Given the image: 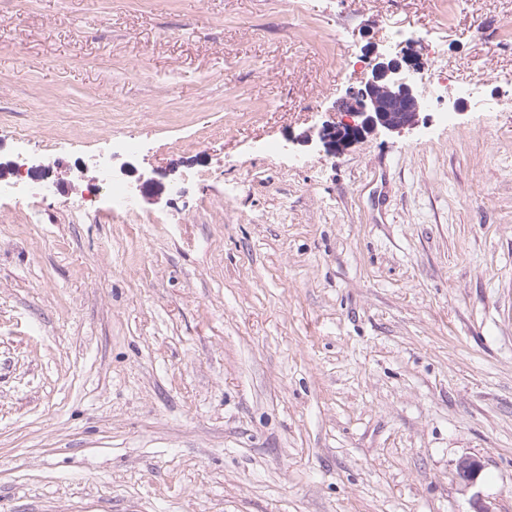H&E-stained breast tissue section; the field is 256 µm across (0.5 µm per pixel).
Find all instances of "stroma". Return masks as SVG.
<instances>
[{
  "label": "stroma",
  "mask_w": 512,
  "mask_h": 512,
  "mask_svg": "<svg viewBox=\"0 0 512 512\" xmlns=\"http://www.w3.org/2000/svg\"><path fill=\"white\" fill-rule=\"evenodd\" d=\"M397 34L482 104L299 144ZM22 142L60 188L0 198V512H512V0H0ZM102 156L158 170L136 214ZM99 177L102 182L110 185L108 205L112 212L121 215L134 213L137 196L124 183L113 180L105 168L101 170ZM481 461L472 456L460 458L455 468V478L467 486L474 485L482 472Z\"/></svg>",
  "instance_id": "35a3bbf8"
}]
</instances>
